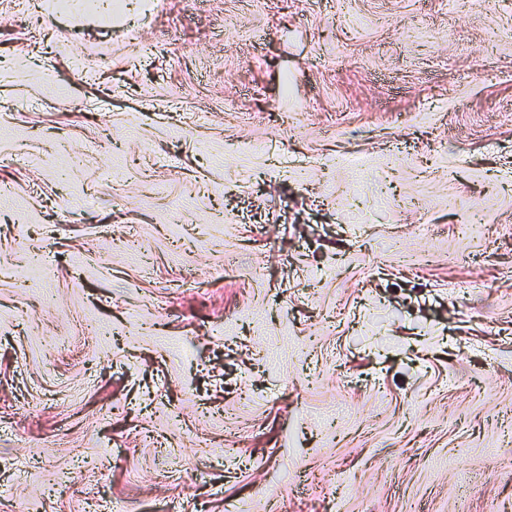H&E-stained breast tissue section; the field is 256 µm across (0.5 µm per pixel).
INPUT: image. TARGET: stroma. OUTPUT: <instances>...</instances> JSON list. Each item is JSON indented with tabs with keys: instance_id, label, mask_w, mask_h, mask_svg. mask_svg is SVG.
I'll return each mask as SVG.
<instances>
[{
	"instance_id": "1",
	"label": "stroma",
	"mask_w": 512,
	"mask_h": 512,
	"mask_svg": "<svg viewBox=\"0 0 512 512\" xmlns=\"http://www.w3.org/2000/svg\"><path fill=\"white\" fill-rule=\"evenodd\" d=\"M144 4L0 0V512H512V0Z\"/></svg>"
}]
</instances>
